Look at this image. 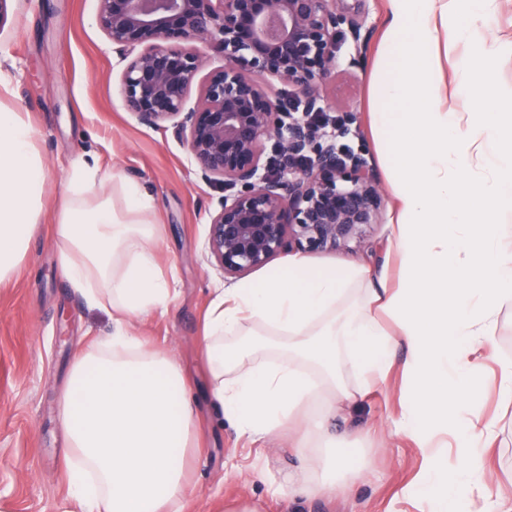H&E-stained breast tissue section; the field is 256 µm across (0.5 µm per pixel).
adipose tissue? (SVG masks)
<instances>
[{
    "label": "adipose tissue",
    "mask_w": 512,
    "mask_h": 512,
    "mask_svg": "<svg viewBox=\"0 0 512 512\" xmlns=\"http://www.w3.org/2000/svg\"><path fill=\"white\" fill-rule=\"evenodd\" d=\"M496 0H387L370 81V130L393 188L389 265L336 267L294 257L219 289L201 338L212 396L248 435L290 431L302 461L292 493L329 497L358 479L350 442L330 421L355 391L393 368L403 348L398 427L423 450L412 492L424 512H512V484L488 492L484 450L499 417L482 412L476 354L512 305V94L497 82L486 38ZM471 44L450 106L443 51ZM47 169L24 113L0 110V284L22 265L43 213ZM152 198L119 173L73 166L55 224L59 266L93 308L108 310V344L76 356L60 405L69 498L79 512H181L194 399L181 366L147 349L137 321L171 303L154 252ZM364 287L357 302L347 297ZM262 326L282 337L276 362L225 345ZM320 396L321 411L297 424ZM333 447L322 460L311 443Z\"/></svg>",
    "instance_id": "ef3b65f1"
}]
</instances>
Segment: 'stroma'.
I'll return each instance as SVG.
<instances>
[{
  "mask_svg": "<svg viewBox=\"0 0 512 512\" xmlns=\"http://www.w3.org/2000/svg\"><path fill=\"white\" fill-rule=\"evenodd\" d=\"M351 21L337 35V68L324 89L329 115L350 110L357 129L344 138L366 150L382 192L390 187L368 126V82L385 0H340ZM95 0H12L0 27V78L12 92L0 108L26 113L48 169L44 211L21 268L0 285V512H70L61 396L79 350L112 333V318L89 307L61 276L53 220L64 179L80 163L117 170L154 200L157 257L177 296L165 313L135 324L153 348L177 361L196 402L197 438L187 451L184 512H229L247 502L256 512H418L404 492L422 454L395 433L400 413L399 371L368 389L337 416V431L360 448L369 472L342 481L333 498L288 497L296 465L287 438L239 435L210 394L199 338L207 311L225 279L206 250L210 214L224 190L206 182L186 146L170 129L140 123L122 103L123 62L94 22ZM360 39H353L352 28ZM391 212L348 247L315 254L326 264H381L388 251ZM490 369L486 413L499 411L494 371L512 360V307L499 316L497 334L483 351ZM492 483L512 482V411L488 452Z\"/></svg>",
  "mask_w": 512,
  "mask_h": 512,
  "instance_id": "obj_1",
  "label": "stroma"
}]
</instances>
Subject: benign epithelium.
<instances>
[{
  "instance_id": "1",
  "label": "benign epithelium",
  "mask_w": 512,
  "mask_h": 512,
  "mask_svg": "<svg viewBox=\"0 0 512 512\" xmlns=\"http://www.w3.org/2000/svg\"><path fill=\"white\" fill-rule=\"evenodd\" d=\"M96 23L126 61L124 107L172 129L203 179L224 186L207 248L235 277L276 255L315 253L379 223L383 195L362 151L326 133L323 85L336 70L338 0H96ZM224 64L208 68L195 45ZM276 80L285 92H269ZM198 100L187 106L194 86Z\"/></svg>"
}]
</instances>
